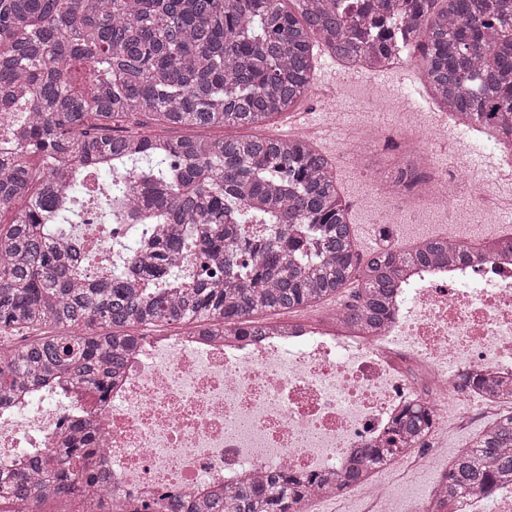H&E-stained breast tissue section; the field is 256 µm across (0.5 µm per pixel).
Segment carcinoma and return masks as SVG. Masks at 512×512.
<instances>
[{"label":"carcinoma","mask_w":512,"mask_h":512,"mask_svg":"<svg viewBox=\"0 0 512 512\" xmlns=\"http://www.w3.org/2000/svg\"><path fill=\"white\" fill-rule=\"evenodd\" d=\"M400 14L403 26L388 25ZM418 55L431 98L469 126L512 143V0H0V111L27 116L0 143V401L58 379L107 391L134 328L192 326L256 336L257 314L293 313L335 299L342 315L381 320L404 269L469 251L448 239L401 259L361 266L328 155L299 135L148 137L117 133L140 116L186 128H260L308 95L318 56L377 66L396 44ZM89 68L77 90L69 63ZM41 154L36 172L26 158ZM109 161L132 176L129 221L144 207L158 230L135 259L142 287L114 275L87 283L45 225L66 206L76 175ZM263 224L260 237L244 225ZM194 252L189 273L182 265ZM424 425L404 415L374 465L410 447ZM76 432L39 467L0 475V500L42 512L78 490L106 494ZM512 476V416L475 437L448 467L453 496ZM303 479L284 470L194 512H303Z\"/></svg>","instance_id":"obj_1"}]
</instances>
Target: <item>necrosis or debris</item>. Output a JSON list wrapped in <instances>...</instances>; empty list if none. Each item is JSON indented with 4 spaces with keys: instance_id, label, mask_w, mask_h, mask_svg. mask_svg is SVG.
<instances>
[{
    "instance_id": "4bbe7bcc",
    "label": "necrosis or debris",
    "mask_w": 512,
    "mask_h": 512,
    "mask_svg": "<svg viewBox=\"0 0 512 512\" xmlns=\"http://www.w3.org/2000/svg\"><path fill=\"white\" fill-rule=\"evenodd\" d=\"M454 113L389 129L358 124L350 141L394 140L398 154L378 185L386 220L420 209L442 212L438 234L457 238L449 218L465 204L497 222L499 198L465 160L446 162ZM148 232L88 215L66 238L92 281L110 278L117 239L128 252ZM512 380V249L470 254L423 267L395 288L384 322L366 336L352 323L289 320L287 327L242 338L192 332L151 336L130 351L122 380L106 399L89 388L37 391L22 404L0 405V470L32 449L55 448L75 422H87L104 453L100 471L110 493L98 506L75 501L73 512H154L167 499L195 501L210 487L241 488L289 468L317 480L337 476L336 493L315 492L326 504L355 498L362 512H390L384 478L348 480L362 448L381 446L406 412L426 421L425 442L402 449L386 467L405 476L448 462L436 443L449 410L484 424L512 413L497 385ZM413 512H512V480L494 488L438 497Z\"/></svg>"
}]
</instances>
